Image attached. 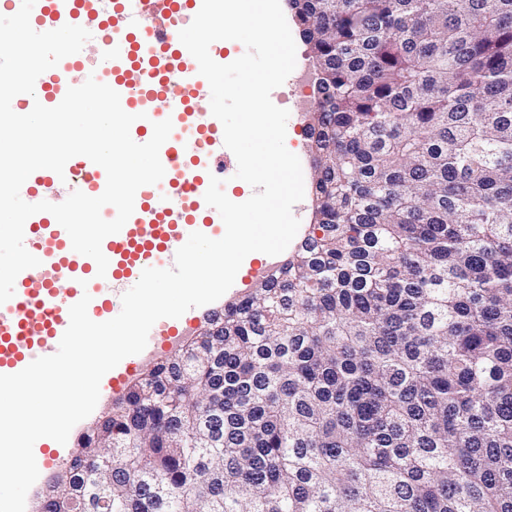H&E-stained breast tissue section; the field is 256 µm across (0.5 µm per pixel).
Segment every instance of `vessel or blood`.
Returning a JSON list of instances; mask_svg holds the SVG:
<instances>
[{"instance_id":"vessel-or-blood-1","label":"vessel or blood","mask_w":512,"mask_h":512,"mask_svg":"<svg viewBox=\"0 0 512 512\" xmlns=\"http://www.w3.org/2000/svg\"><path fill=\"white\" fill-rule=\"evenodd\" d=\"M40 3L39 15L30 19L38 32L76 24L97 12V0ZM199 10L195 0L189 5L181 0H113L111 16L101 22L111 28L112 37L98 41L96 53L109 71L106 84L119 93L123 110L136 117L133 130L144 131L166 119L173 123L159 151L163 182L138 189L133 214L102 246L108 260L102 277L124 291L138 282L144 269L173 267L177 250L200 228L196 212H205L212 223L220 219L204 195L210 172L220 161L216 151L224 146L223 125L212 113L196 109L194 101L209 83L178 37ZM80 61L76 53L51 68L33 94L23 95L25 106H57ZM81 173L87 177L83 193H103L105 170L76 156L63 174L41 170L27 190L26 203L49 200L60 179L73 180ZM24 246L40 264L19 273L13 297L0 304V375L14 374L32 359L54 354L69 325V309L83 295L91 297L88 315L93 321L119 311L114 299L103 298L93 286L100 277L96 262L73 250L67 231L52 214L39 212L26 220Z\"/></svg>"}]
</instances>
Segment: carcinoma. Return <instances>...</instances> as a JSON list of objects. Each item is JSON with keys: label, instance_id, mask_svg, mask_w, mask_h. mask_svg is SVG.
Returning <instances> with one entry per match:
<instances>
[{"label": "carcinoma", "instance_id": "obj_1", "mask_svg": "<svg viewBox=\"0 0 512 512\" xmlns=\"http://www.w3.org/2000/svg\"><path fill=\"white\" fill-rule=\"evenodd\" d=\"M288 8L321 94L309 233L36 512H512V0Z\"/></svg>", "mask_w": 512, "mask_h": 512}]
</instances>
